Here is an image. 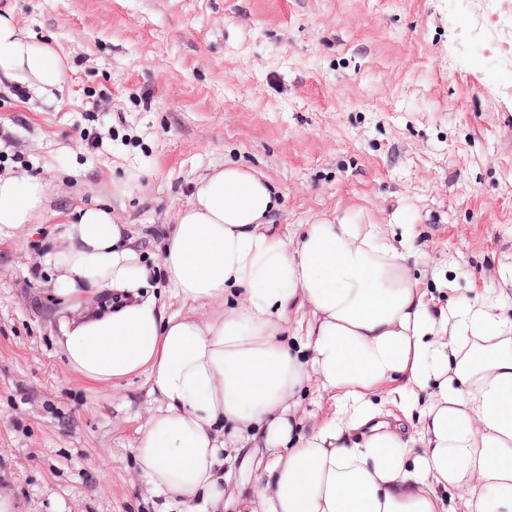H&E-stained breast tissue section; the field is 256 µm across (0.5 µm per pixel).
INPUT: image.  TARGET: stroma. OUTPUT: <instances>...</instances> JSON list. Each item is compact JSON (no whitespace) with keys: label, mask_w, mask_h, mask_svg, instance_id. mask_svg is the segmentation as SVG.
I'll return each mask as SVG.
<instances>
[{"label":"stroma","mask_w":512,"mask_h":512,"mask_svg":"<svg viewBox=\"0 0 512 512\" xmlns=\"http://www.w3.org/2000/svg\"><path fill=\"white\" fill-rule=\"evenodd\" d=\"M62 84L0 81V172L48 186L46 219L0 236V489L17 512H197L149 497L132 449L145 375L83 380L58 344L79 315L44 254L109 205L157 256L199 179L264 174L284 238L316 218L406 224L436 307L512 267V0H0Z\"/></svg>","instance_id":"35a3bbf8"}]
</instances>
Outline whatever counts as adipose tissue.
Wrapping results in <instances>:
<instances>
[{
  "label": "adipose tissue",
  "mask_w": 512,
  "mask_h": 512,
  "mask_svg": "<svg viewBox=\"0 0 512 512\" xmlns=\"http://www.w3.org/2000/svg\"><path fill=\"white\" fill-rule=\"evenodd\" d=\"M21 74L47 90L64 72L0 15V77ZM45 201L38 178L0 173V234L40 223ZM276 205L266 177L236 165L198 181L161 254L184 314L141 299L148 271L110 209H79L45 257L57 299L85 306L62 327L69 366L93 382L148 375L157 407L133 453L149 492L222 502L229 424L269 455L261 512H512V293L435 309L411 274V229L394 242L380 224L319 218L286 240L268 226ZM307 383L334 406L309 429L295 399ZM383 389L416 413L420 451L382 420Z\"/></svg>",
  "instance_id": "adipose-tissue-1"
}]
</instances>
